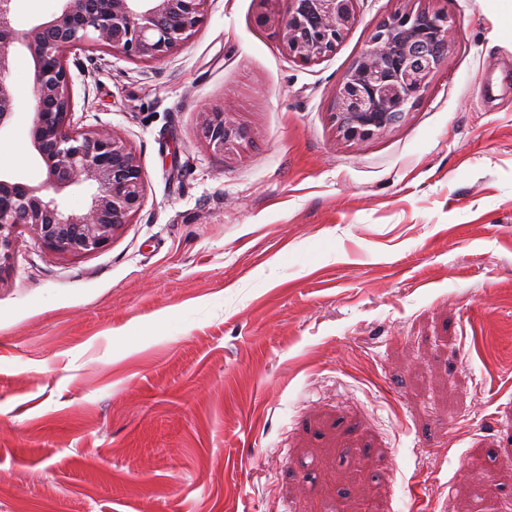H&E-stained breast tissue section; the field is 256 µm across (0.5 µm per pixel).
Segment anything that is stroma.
<instances>
[{"mask_svg":"<svg viewBox=\"0 0 512 512\" xmlns=\"http://www.w3.org/2000/svg\"><path fill=\"white\" fill-rule=\"evenodd\" d=\"M402 122L343 137L333 95L403 0H358L303 65L254 0H208L154 62L75 49L74 120L146 192L102 250L20 231L0 276V512H506L512 503V0ZM0 172L37 181L26 57ZM248 137L214 155L199 114Z\"/></svg>","mask_w":512,"mask_h":512,"instance_id":"obj_1","label":"stroma"}]
</instances>
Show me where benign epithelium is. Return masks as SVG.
<instances>
[{
	"mask_svg": "<svg viewBox=\"0 0 512 512\" xmlns=\"http://www.w3.org/2000/svg\"><path fill=\"white\" fill-rule=\"evenodd\" d=\"M44 18L18 30L13 0H0V128L14 114L9 77L15 56L31 66L36 96L30 138L42 176L35 183L0 174V272L10 263L18 229L63 254L94 253L109 245L141 208L145 173L132 145L111 132L73 121L67 53L96 47L156 61L177 51L199 25L208 0H59ZM258 21L277 30L284 51L307 65L336 50L357 19L358 0H255ZM452 48L448 13L405 8L371 33L367 48L336 86L335 119L343 136L365 140L399 123L412 99L425 92ZM209 150H237L247 131L225 108L201 113ZM90 192L88 206L63 205L70 191Z\"/></svg>",
	"mask_w": 512,
	"mask_h": 512,
	"instance_id": "7a95c632",
	"label": "benign epithelium"
}]
</instances>
